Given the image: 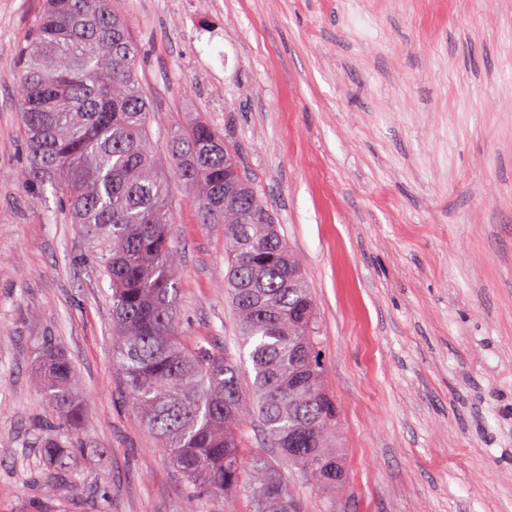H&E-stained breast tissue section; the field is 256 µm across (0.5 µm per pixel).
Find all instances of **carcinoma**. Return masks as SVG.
Masks as SVG:
<instances>
[{
	"mask_svg": "<svg viewBox=\"0 0 512 512\" xmlns=\"http://www.w3.org/2000/svg\"><path fill=\"white\" fill-rule=\"evenodd\" d=\"M139 50L114 0H44L19 50L18 86L29 163L23 185L51 193L92 245L112 289V360L141 424L202 497L245 491L252 512H307L280 463L334 488L343 466L329 437L338 408L323 386L317 313L299 260L242 171L234 147L207 121L174 133L168 155L149 149L151 100ZM197 194L202 221L224 225V288L253 365L252 393L223 347L190 342L178 315L167 173ZM36 385L71 426L81 380L51 345ZM257 418L272 458L243 467L245 424ZM85 443L44 438L51 493L73 476Z\"/></svg>",
	"mask_w": 512,
	"mask_h": 512,
	"instance_id": "cac0c4a2",
	"label": "carcinoma"
}]
</instances>
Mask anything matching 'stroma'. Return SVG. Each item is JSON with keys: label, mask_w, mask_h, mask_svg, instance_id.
Returning <instances> with one entry per match:
<instances>
[{"label": "stroma", "mask_w": 512, "mask_h": 512, "mask_svg": "<svg viewBox=\"0 0 512 512\" xmlns=\"http://www.w3.org/2000/svg\"><path fill=\"white\" fill-rule=\"evenodd\" d=\"M150 142L205 118L233 145L316 302L345 483L308 512H512V0H120ZM0 0V512H188L191 487L112 361V290L53 196L22 186L17 47ZM189 341L238 354L224 233L170 182ZM52 344L79 429L32 382ZM47 435L79 437L42 492Z\"/></svg>", "instance_id": "35a3bbf8"}]
</instances>
